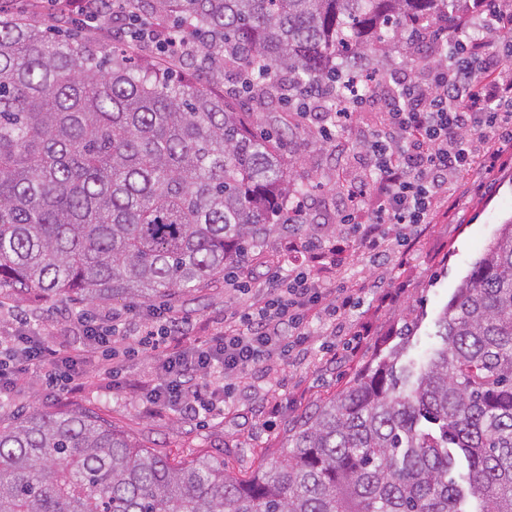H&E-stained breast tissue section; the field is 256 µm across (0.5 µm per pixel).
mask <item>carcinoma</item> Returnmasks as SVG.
Here are the masks:
<instances>
[{
	"label": "carcinoma",
	"mask_w": 512,
	"mask_h": 512,
	"mask_svg": "<svg viewBox=\"0 0 512 512\" xmlns=\"http://www.w3.org/2000/svg\"><path fill=\"white\" fill-rule=\"evenodd\" d=\"M167 36L193 27L237 95L266 112L334 113L355 60L399 45L468 0H124ZM199 83L119 39L50 37L0 16V288L138 304L203 288L263 250L311 185L282 149ZM422 360L398 350L288 429L276 460L240 479L173 465L96 412L33 410L0 427V512H512V223L475 263ZM467 469V486L453 473Z\"/></svg>",
	"instance_id": "carcinoma-1"
}]
</instances>
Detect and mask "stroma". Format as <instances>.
<instances>
[{
  "label": "stroma",
  "instance_id": "1",
  "mask_svg": "<svg viewBox=\"0 0 512 512\" xmlns=\"http://www.w3.org/2000/svg\"><path fill=\"white\" fill-rule=\"evenodd\" d=\"M380 115L375 108L353 107L350 120L336 129L331 140L300 139L289 155L297 176L310 178L320 171H337L354 181L367 174L370 159L359 144L363 133L373 132ZM309 234L325 239L342 236L355 264L345 282H362L366 288L355 307L339 320L313 323L308 342L268 371L247 372L225 393L224 404L208 417L195 419L175 412L150 414L144 407L140 386L154 379L159 356L139 352L124 357L121 377L90 366L78 389L52 385L42 370L31 371L10 397L0 423L40 405L55 411L91 409L112 426L157 449L175 464L196 459L223 463L239 478L255 473L262 462L276 459L286 445L288 427L301 416L324 405L347 384L361 378L378 357L399 347L403 359L422 356L437 342L436 322L460 283L512 220V142L498 145L495 158L474 164L448 191L425 225L399 247L392 262L374 268L361 254L360 244L347 225L334 223L336 194L330 189L307 199ZM288 230L275 233L266 243L262 258L253 262L254 286H262L271 273H287L296 256L284 244ZM400 293L397 303H381V288ZM187 319L186 333L201 336L219 331L225 312L235 306L234 295L217 285L180 294L170 302ZM127 303L116 298L104 303H73L42 296L0 298V332L13 325L16 316L26 318L49 344L65 349L77 346L79 331L71 321L77 311L104 316L124 313ZM370 335L358 349L349 340L362 325ZM408 341H401V333Z\"/></svg>",
  "mask_w": 512,
  "mask_h": 512
}]
</instances>
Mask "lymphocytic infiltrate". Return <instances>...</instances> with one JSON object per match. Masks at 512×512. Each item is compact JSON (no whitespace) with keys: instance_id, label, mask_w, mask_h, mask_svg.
<instances>
[{"instance_id":"obj_1","label":"lymphocytic infiltrate","mask_w":512,"mask_h":512,"mask_svg":"<svg viewBox=\"0 0 512 512\" xmlns=\"http://www.w3.org/2000/svg\"><path fill=\"white\" fill-rule=\"evenodd\" d=\"M471 15L474 37L464 43L449 40L445 63L414 76L390 73L387 94L375 87L366 95L351 92L357 105L371 103L380 112L368 141L378 205L355 215L354 198L346 191L339 214L342 222L353 225L364 255L376 264L390 261L394 237L426 223L452 179L479 157L492 156L500 129L512 122V71L487 52L483 37L487 31L512 35V0H474ZM302 246L310 269L276 276L262 291H252L246 276L225 279V287L246 300L225 316L223 330L203 340H187L182 317L164 305L146 311L128 308L110 325L76 315L84 343L71 350L54 348L23 326L0 335V393H11L24 374L45 368L54 385L80 388L87 366L111 371L112 343L124 329L138 349L162 355L157 381L146 393L151 409L186 416L210 411L213 392L203 386V376L215 372L232 380L272 358L287 357L293 345L308 340L323 300H330L335 317L355 306L361 285L330 289L313 273L317 266L336 272L350 264L342 240L288 241L289 250Z\"/></svg>"}]
</instances>
